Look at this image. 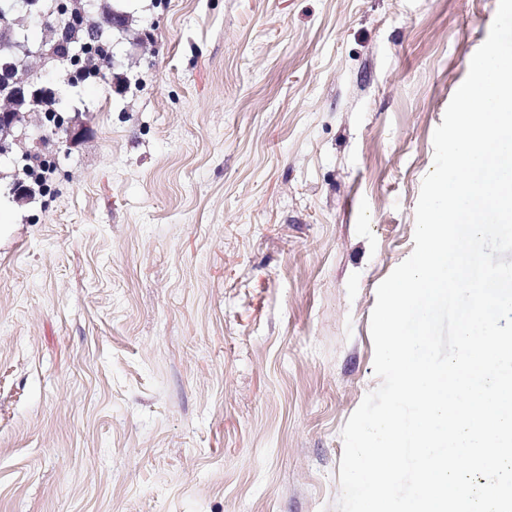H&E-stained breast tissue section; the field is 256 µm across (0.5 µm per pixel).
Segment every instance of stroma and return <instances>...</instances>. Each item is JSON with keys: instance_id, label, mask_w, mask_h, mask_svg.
<instances>
[{"instance_id": "35a3bbf8", "label": "stroma", "mask_w": 512, "mask_h": 512, "mask_svg": "<svg viewBox=\"0 0 512 512\" xmlns=\"http://www.w3.org/2000/svg\"><path fill=\"white\" fill-rule=\"evenodd\" d=\"M127 81L0 184V512H335L433 134L499 0H119ZM42 159L44 161L42 169L38 167L31 168L28 166L29 163H25L21 167L18 166L17 169L14 168L10 175L2 178V175L0 174V181L7 178L9 179V184L13 192L16 193V191H20L24 194L32 195L31 183H40L42 179L41 171L45 170L49 163L46 156L42 157Z\"/></svg>"}]
</instances>
